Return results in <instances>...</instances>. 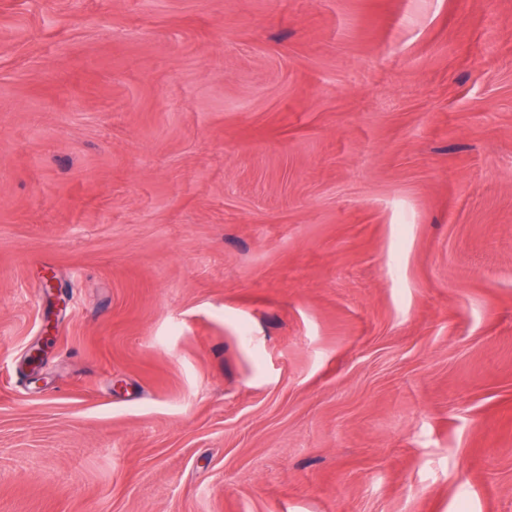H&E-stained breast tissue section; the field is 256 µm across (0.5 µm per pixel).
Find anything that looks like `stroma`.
Returning a JSON list of instances; mask_svg holds the SVG:
<instances>
[{
    "label": "stroma",
    "instance_id": "stroma-1",
    "mask_svg": "<svg viewBox=\"0 0 512 512\" xmlns=\"http://www.w3.org/2000/svg\"><path fill=\"white\" fill-rule=\"evenodd\" d=\"M0 512H512V0H0Z\"/></svg>",
    "mask_w": 512,
    "mask_h": 512
}]
</instances>
